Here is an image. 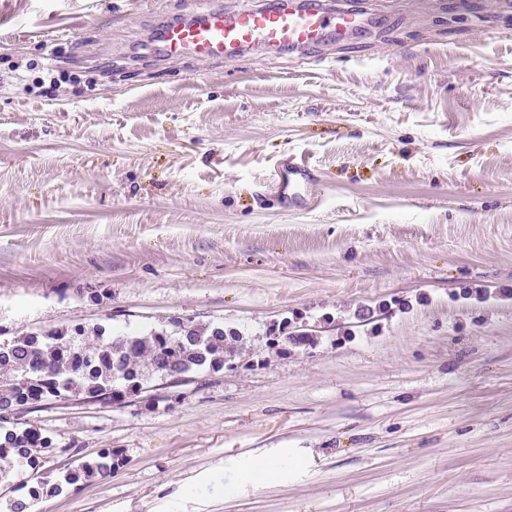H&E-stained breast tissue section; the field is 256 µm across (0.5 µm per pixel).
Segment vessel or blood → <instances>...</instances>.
<instances>
[{
	"label": "vessel or blood",
	"mask_w": 512,
	"mask_h": 512,
	"mask_svg": "<svg viewBox=\"0 0 512 512\" xmlns=\"http://www.w3.org/2000/svg\"><path fill=\"white\" fill-rule=\"evenodd\" d=\"M366 23L364 15L328 8L320 0H281L275 7L241 9L225 7L222 0H191L184 18L158 26L149 50L162 60L190 57L234 62L257 47L275 51L287 47L304 53L345 40ZM316 178L308 161L294 155L282 158L273 173V190L282 207L311 208Z\"/></svg>",
	"instance_id": "b4317fda"
}]
</instances>
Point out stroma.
<instances>
[{
    "label": "stroma",
    "instance_id": "35a3bbf8",
    "mask_svg": "<svg viewBox=\"0 0 512 512\" xmlns=\"http://www.w3.org/2000/svg\"><path fill=\"white\" fill-rule=\"evenodd\" d=\"M185 2L0 0V344L244 337L176 386L23 410L56 452L0 512L104 448L110 479L31 512H512V13L365 0L377 27L325 60L128 57ZM291 154L305 212L269 183ZM285 323L309 342L280 352ZM259 456L289 465L256 486ZM316 171L310 163L295 155L282 158L274 169L273 190L282 207L306 210L315 202L313 185Z\"/></svg>",
    "mask_w": 512,
    "mask_h": 512
}]
</instances>
